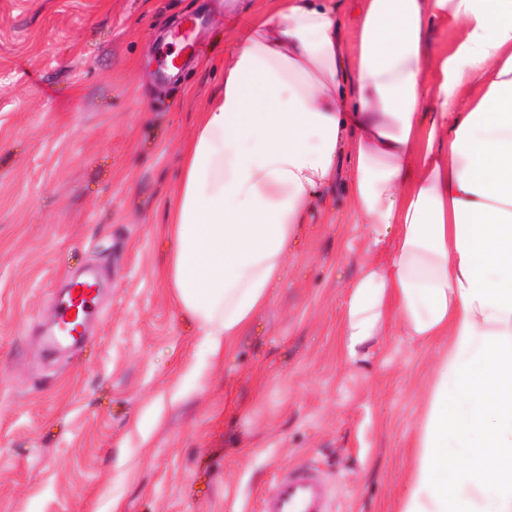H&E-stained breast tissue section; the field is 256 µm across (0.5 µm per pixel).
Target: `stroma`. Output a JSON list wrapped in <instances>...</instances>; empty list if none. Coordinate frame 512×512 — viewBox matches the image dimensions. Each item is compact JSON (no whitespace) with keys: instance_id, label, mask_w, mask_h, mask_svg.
<instances>
[{"instance_id":"35a3bbf8","label":"stroma","mask_w":512,"mask_h":512,"mask_svg":"<svg viewBox=\"0 0 512 512\" xmlns=\"http://www.w3.org/2000/svg\"><path fill=\"white\" fill-rule=\"evenodd\" d=\"M262 0H0V512H260L308 464L338 512H389L437 346L389 323L340 350L345 291L375 251L342 180L287 272L209 363L160 276L167 206L224 46ZM197 52L166 72L165 38ZM99 271L102 313L49 346L56 297Z\"/></svg>"}]
</instances>
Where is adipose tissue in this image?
I'll return each mask as SVG.
<instances>
[{
  "mask_svg": "<svg viewBox=\"0 0 512 512\" xmlns=\"http://www.w3.org/2000/svg\"><path fill=\"white\" fill-rule=\"evenodd\" d=\"M267 0L182 154L162 276L215 362L285 275L315 197L347 170L386 262L339 336L397 321L441 344L392 512H512V0ZM448 42L431 45L435 29Z\"/></svg>",
  "mask_w": 512,
  "mask_h": 512,
  "instance_id": "1",
  "label": "adipose tissue"
}]
</instances>
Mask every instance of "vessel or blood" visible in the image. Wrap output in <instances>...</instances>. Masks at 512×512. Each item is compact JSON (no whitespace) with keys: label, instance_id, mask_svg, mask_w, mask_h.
I'll list each match as a JSON object with an SVG mask.
<instances>
[{"label":"vessel or blood","instance_id":"b4317fda","mask_svg":"<svg viewBox=\"0 0 512 512\" xmlns=\"http://www.w3.org/2000/svg\"><path fill=\"white\" fill-rule=\"evenodd\" d=\"M100 286L92 277L70 281L56 304L55 329L49 344L81 345L98 320ZM333 491L311 466L284 469L271 492L261 499V512H333Z\"/></svg>","mask_w":512,"mask_h":512}]
</instances>
